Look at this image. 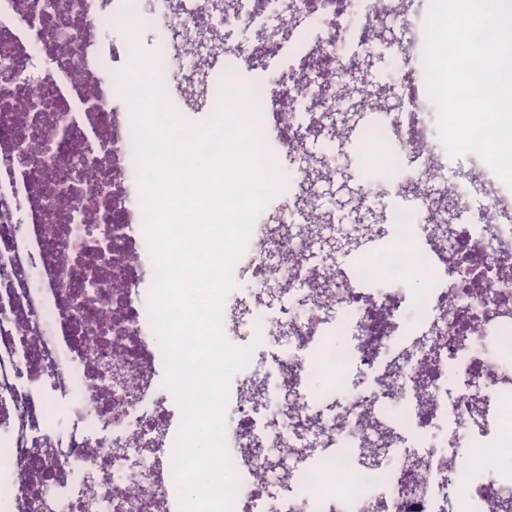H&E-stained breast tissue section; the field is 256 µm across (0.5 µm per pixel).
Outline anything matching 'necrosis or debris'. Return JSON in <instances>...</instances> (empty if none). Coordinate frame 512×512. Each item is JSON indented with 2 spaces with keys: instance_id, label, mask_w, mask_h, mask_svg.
I'll list each match as a JSON object with an SVG mask.
<instances>
[{
  "instance_id": "4bbe7bcc",
  "label": "necrosis or debris",
  "mask_w": 512,
  "mask_h": 512,
  "mask_svg": "<svg viewBox=\"0 0 512 512\" xmlns=\"http://www.w3.org/2000/svg\"><path fill=\"white\" fill-rule=\"evenodd\" d=\"M0 0V512H176L181 412L153 317L156 268L139 187L124 78L161 77L164 110L261 111L299 164L282 218L256 216L244 292L254 306L224 327L231 344L270 347L231 377L225 443L232 512H512V195L474 158L445 175L438 115L422 87L426 32L399 0ZM396 16L415 47L387 76L406 92L381 112L375 87L346 79L362 43ZM310 20L294 65L224 101V58L258 63L270 26ZM380 112L416 162L397 196L416 205L400 254L321 259L335 225L310 152L339 139L348 99ZM455 212L448 223L439 198ZM425 251H418V244ZM422 265H415V258ZM421 267L428 287L406 273ZM279 300L278 310L266 305ZM341 382L319 393L311 376Z\"/></svg>"
}]
</instances>
